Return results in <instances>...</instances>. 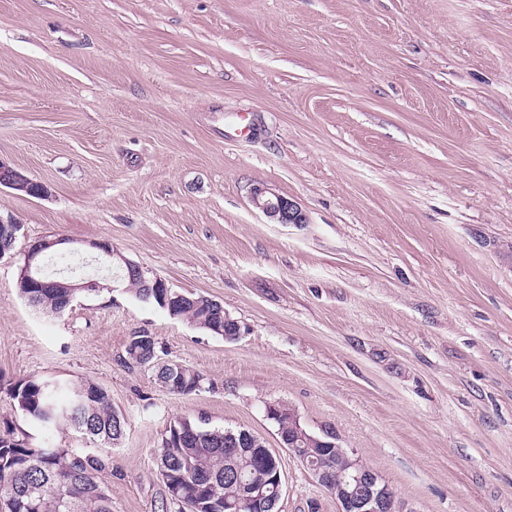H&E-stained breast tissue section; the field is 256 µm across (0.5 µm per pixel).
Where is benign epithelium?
Returning <instances> with one entry per match:
<instances>
[{"mask_svg": "<svg viewBox=\"0 0 512 512\" xmlns=\"http://www.w3.org/2000/svg\"><path fill=\"white\" fill-rule=\"evenodd\" d=\"M32 193L36 197L46 195L45 187L40 182H33L27 176L0 160V187ZM252 205L276 224H303L305 217L296 202L288 197L268 193L256 187L251 196ZM68 243L64 238L52 240L41 239L30 244L24 251L22 274L42 287L60 286L70 289V294L90 288H100L99 280L80 277L69 278L62 284L41 274L43 255L58 245ZM91 247L103 252L107 257L116 260L118 265L128 268L135 264L124 258L112 245L106 242H93ZM290 413L293 432L288 434L278 429L279 442L282 447L295 451L297 441H310L312 435L300 424L295 412L281 402L267 406L268 416L275 420L284 413ZM227 448L237 452L249 453L258 458L265 456L267 463L260 469L251 467L249 473L235 471L229 476L235 478L240 485V494L234 500L224 501V512H243L247 508H258L262 512H278L277 502L283 495V473L278 456L269 448L263 438L253 432L242 429L230 433L224 443ZM297 459L307 468L318 485L327 490L336 500L338 512H413L398 498L395 491L369 465L364 463L354 452L349 450L348 464L336 471L325 467L318 468L306 457L299 455Z\"/></svg>", "mask_w": 512, "mask_h": 512, "instance_id": "obj_1", "label": "benign epithelium"}]
</instances>
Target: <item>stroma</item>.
Returning a JSON list of instances; mask_svg holds the SVG:
<instances>
[{
    "instance_id": "1",
    "label": "stroma",
    "mask_w": 512,
    "mask_h": 512,
    "mask_svg": "<svg viewBox=\"0 0 512 512\" xmlns=\"http://www.w3.org/2000/svg\"><path fill=\"white\" fill-rule=\"evenodd\" d=\"M0 382L102 386L117 446L30 422L31 446L110 463L112 512H179L157 456L181 419L277 449L280 512H337L280 447L269 403L328 430L412 512H512V0H0ZM295 200L272 223L253 188ZM106 241L220 301L233 341L117 288L40 313L16 283ZM203 373L174 396L127 367L131 336ZM32 193L35 197L46 195L45 187L40 182H33L27 176L0 159V187Z\"/></svg>"
}]
</instances>
